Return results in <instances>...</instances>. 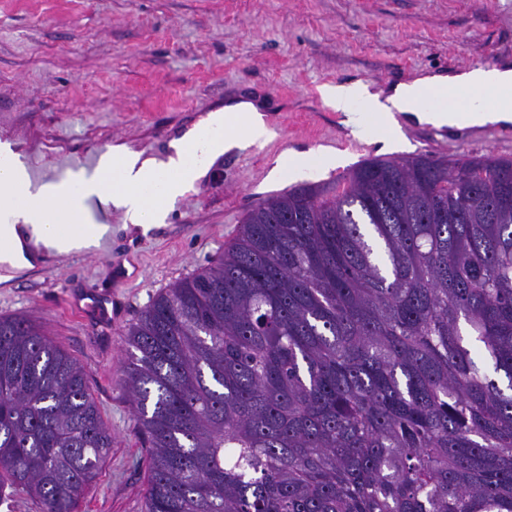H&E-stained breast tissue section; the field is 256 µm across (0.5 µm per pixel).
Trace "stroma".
Listing matches in <instances>:
<instances>
[{
    "mask_svg": "<svg viewBox=\"0 0 512 512\" xmlns=\"http://www.w3.org/2000/svg\"><path fill=\"white\" fill-rule=\"evenodd\" d=\"M493 65L512 66V0H0V142L20 156L37 146L49 179L117 144L163 159L237 95L256 99L271 130L225 154L150 230L113 211L104 249L46 257L0 288V316H28L83 367L112 434L81 512H143L148 448L119 385L121 335L152 296L209 267L249 210L294 187L269 177L282 153H345L307 178L337 189L368 157H512V135L444 148L411 123L400 149L356 136L321 87L376 93Z\"/></svg>",
    "mask_w": 512,
    "mask_h": 512,
    "instance_id": "obj_1",
    "label": "stroma"
}]
</instances>
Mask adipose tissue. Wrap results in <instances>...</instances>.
I'll return each instance as SVG.
<instances>
[{
  "label": "adipose tissue",
  "mask_w": 512,
  "mask_h": 512,
  "mask_svg": "<svg viewBox=\"0 0 512 512\" xmlns=\"http://www.w3.org/2000/svg\"><path fill=\"white\" fill-rule=\"evenodd\" d=\"M320 94L327 106L346 118H353L358 110L366 112V135L394 147L402 141L406 120L438 128L512 122V69L506 67L427 73L377 93L362 83L326 85ZM269 136L258 107L232 98L223 110L208 113L196 128L173 140L167 162L142 158L118 145L94 174L51 182L36 191L10 146L1 145L0 262L16 270L30 267L23 255L28 242L58 255L98 245L109 227L88 219V204L94 199L124 211L134 225L146 228L158 223L168 206L203 179L226 152ZM343 160L336 152L284 154L272 173L299 179Z\"/></svg>",
  "instance_id": "1"
}]
</instances>
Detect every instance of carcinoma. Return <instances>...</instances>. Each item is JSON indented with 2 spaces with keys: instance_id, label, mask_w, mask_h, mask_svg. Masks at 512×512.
<instances>
[{
  "instance_id": "obj_1",
  "label": "carcinoma",
  "mask_w": 512,
  "mask_h": 512,
  "mask_svg": "<svg viewBox=\"0 0 512 512\" xmlns=\"http://www.w3.org/2000/svg\"><path fill=\"white\" fill-rule=\"evenodd\" d=\"M123 342L144 512H512V159L272 196ZM111 448L84 369L0 316V491L76 512Z\"/></svg>"
}]
</instances>
